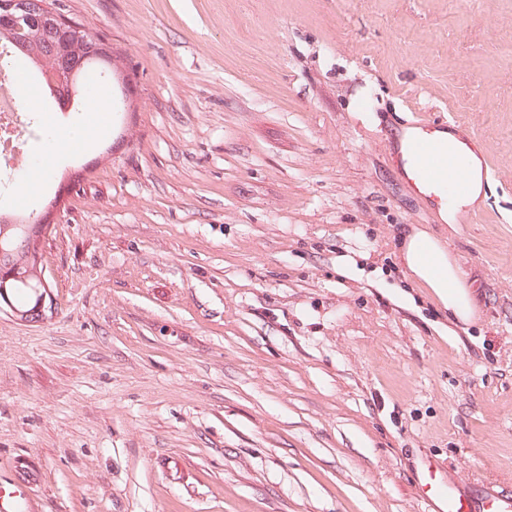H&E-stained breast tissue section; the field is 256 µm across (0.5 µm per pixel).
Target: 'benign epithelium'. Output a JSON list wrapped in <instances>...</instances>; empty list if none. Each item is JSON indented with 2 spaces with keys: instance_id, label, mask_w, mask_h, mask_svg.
<instances>
[{
  "instance_id": "7a95c632",
  "label": "benign epithelium",
  "mask_w": 512,
  "mask_h": 512,
  "mask_svg": "<svg viewBox=\"0 0 512 512\" xmlns=\"http://www.w3.org/2000/svg\"><path fill=\"white\" fill-rule=\"evenodd\" d=\"M0 18L10 21L12 31L19 32L24 28L43 29L49 28L58 32V41L52 48V53L69 58L82 46L91 55H95L105 61H112V46L107 41L88 43V39L81 37L82 27L71 21L65 15L52 10L44 0H0ZM48 84L56 99L65 104H70L75 94L71 87V71L65 67L58 69L48 77ZM54 220V210L49 209L39 216L27 233L31 239L43 238ZM41 260H36L33 273L38 277L42 290L38 291V304L33 311H25L13 303V289L9 281L13 275L0 272V312H4L13 318L28 322L35 315L43 321L53 314L55 310V298L48 286L44 271L39 269Z\"/></svg>"
}]
</instances>
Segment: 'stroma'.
<instances>
[{
    "label": "stroma",
    "instance_id": "stroma-1",
    "mask_svg": "<svg viewBox=\"0 0 512 512\" xmlns=\"http://www.w3.org/2000/svg\"><path fill=\"white\" fill-rule=\"evenodd\" d=\"M112 45L114 110L0 211L38 215L56 311L0 312V485L28 512H429L435 464L512 495V0H56ZM20 149L32 164L47 86ZM452 116L492 175L451 224L391 155ZM439 237L449 317L399 260ZM399 256L411 277L430 288L456 320H470V285L444 243L426 231L414 230L402 235Z\"/></svg>",
    "mask_w": 512,
    "mask_h": 512
}]
</instances>
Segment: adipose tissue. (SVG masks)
I'll return each instance as SVG.
<instances>
[{
  "label": "adipose tissue",
  "mask_w": 512,
  "mask_h": 512,
  "mask_svg": "<svg viewBox=\"0 0 512 512\" xmlns=\"http://www.w3.org/2000/svg\"><path fill=\"white\" fill-rule=\"evenodd\" d=\"M92 106L71 126L53 130L45 150L34 160L26 179L28 188L39 186L53 171L59 150L78 153L92 146L108 128V94L95 90ZM399 255L411 277L430 288L443 308L460 321H469L473 312L470 286L446 245L426 231L404 235Z\"/></svg>",
  "instance_id": "1"
}]
</instances>
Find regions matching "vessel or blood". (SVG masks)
Masks as SVG:
<instances>
[{
  "mask_svg": "<svg viewBox=\"0 0 512 512\" xmlns=\"http://www.w3.org/2000/svg\"><path fill=\"white\" fill-rule=\"evenodd\" d=\"M410 127L413 138L404 147L400 168L408 185L426 198L432 208H439L441 193L454 196L467 191L472 172H479L484 179L489 177L487 158L476 151L469 136L457 135L454 142L444 147L434 138L444 128L438 119L422 115ZM423 491L434 512H512V501L489 500L481 508H474L456 486L431 471L425 476Z\"/></svg>",
  "mask_w": 512,
  "mask_h": 512,
  "instance_id": "b4317fda",
  "label": "vessel or blood"
}]
</instances>
